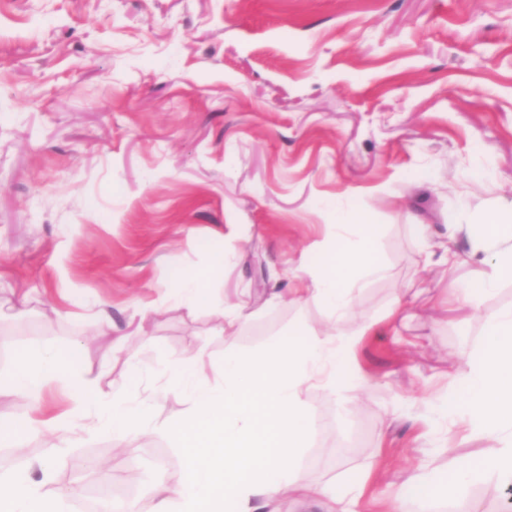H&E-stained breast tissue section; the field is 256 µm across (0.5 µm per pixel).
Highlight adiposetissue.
<instances>
[{
  "instance_id": "ef3b65f1",
  "label": "adipose tissue",
  "mask_w": 512,
  "mask_h": 512,
  "mask_svg": "<svg viewBox=\"0 0 512 512\" xmlns=\"http://www.w3.org/2000/svg\"><path fill=\"white\" fill-rule=\"evenodd\" d=\"M414 233L424 243V265L453 270L468 262L478 267L479 290L455 292L463 305L475 306L481 295L512 278V209L491 208L464 229L450 228V242L439 253L428 245V225H415ZM460 233L470 242L465 254L454 244ZM322 251L326 263L303 270L310 287L292 289L291 294L326 308L340 321L351 312L356 285L382 273V259L367 225L343 209L337 210L336 233ZM219 318L218 330L227 342L221 362L193 356L161 371L165 389L186 394L190 408L183 422L166 428L183 448L185 461L174 481L154 487L152 512H270L271 504L287 494L295 495L302 507L321 502L326 512H357L363 486L339 489L309 482L293 460L313 433L305 393L320 387L345 397L350 383L341 369L380 320L365 316L347 332L312 331L300 339H278L248 357L232 346L243 320L241 310L225 307ZM486 322L479 347L459 361L454 387L428 399L425 422L457 427L461 442L483 440L487 446L476 455L456 458L446 469L408 476L393 499L392 512H411L417 501L462 498L480 482L512 485V309L488 313ZM79 352L76 346L24 352L15 370L0 377V396L35 399L55 380L66 382L74 394V406L66 415L1 427V446L20 445L45 428L60 433L80 423L87 435L107 438L120 448L145 430L150 410L138 400V362L128 359L126 386L114 395L92 389L73 374ZM50 480L40 460L1 476L0 512H65L62 496L45 494Z\"/></svg>"
}]
</instances>
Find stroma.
I'll return each instance as SVG.
<instances>
[{"instance_id": "stroma-1", "label": "stroma", "mask_w": 512, "mask_h": 512, "mask_svg": "<svg viewBox=\"0 0 512 512\" xmlns=\"http://www.w3.org/2000/svg\"><path fill=\"white\" fill-rule=\"evenodd\" d=\"M512 201V0H0V373L20 352L80 346L74 372L120 391L127 357L158 366L220 362L217 307L245 299L235 347L332 324L275 301L299 262L323 264L336 210H356L385 271L354 299L344 329L406 303L365 337L343 374L367 382L309 390L314 433L298 465L313 482H362V512H391L405 472L482 449L420 440L425 401L484 316L512 308V280L480 309H437L449 280L423 268L412 225L443 241L452 224ZM223 261L214 303L172 304L181 279ZM112 321L101 335L98 319ZM189 403L159 396L124 451L73 428L0 447V473L47 462L48 496L75 512L83 463L132 475L145 512L183 452L162 432ZM353 442L338 453L337 444ZM506 490L421 501L415 512H505Z\"/></svg>"}]
</instances>
